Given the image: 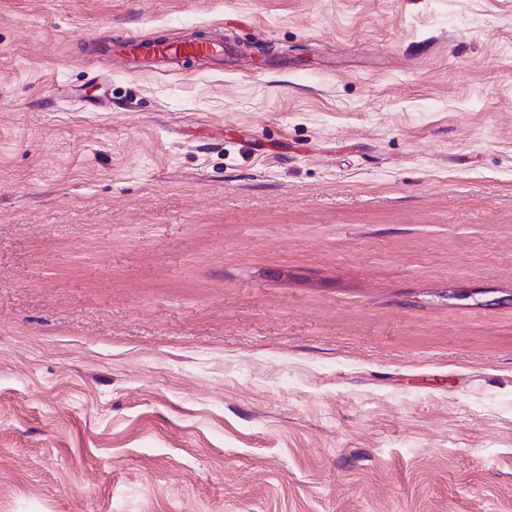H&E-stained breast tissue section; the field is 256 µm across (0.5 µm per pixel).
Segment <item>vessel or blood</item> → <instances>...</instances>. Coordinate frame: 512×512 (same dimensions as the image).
<instances>
[{
	"mask_svg": "<svg viewBox=\"0 0 512 512\" xmlns=\"http://www.w3.org/2000/svg\"><path fill=\"white\" fill-rule=\"evenodd\" d=\"M232 52V46L224 42L204 39L193 33L173 41L131 37L112 46V54L120 62L149 63L169 71L179 68L187 58L196 56L220 65Z\"/></svg>",
	"mask_w": 512,
	"mask_h": 512,
	"instance_id": "obj_1",
	"label": "vessel or blood"
}]
</instances>
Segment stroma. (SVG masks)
I'll use <instances>...</instances> for the list:
<instances>
[{"mask_svg": "<svg viewBox=\"0 0 512 512\" xmlns=\"http://www.w3.org/2000/svg\"><path fill=\"white\" fill-rule=\"evenodd\" d=\"M0 512H512V0H0ZM113 57L125 63H150L156 68L168 71L179 68L188 57H204L222 65L225 55H231L234 48L224 41L203 39L190 33L177 40H156L131 37L112 43Z\"/></svg>", "mask_w": 512, "mask_h": 512, "instance_id": "obj_1", "label": "stroma"}]
</instances>
